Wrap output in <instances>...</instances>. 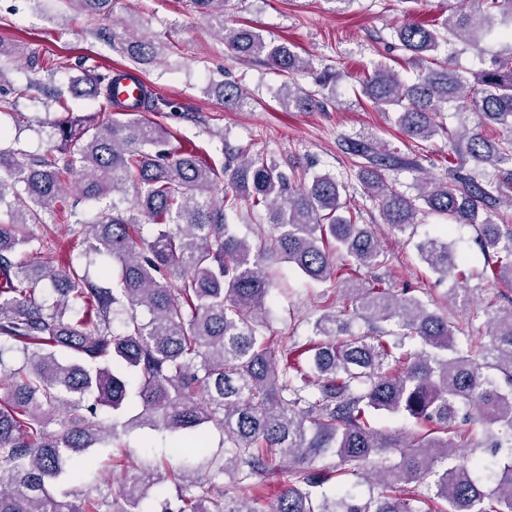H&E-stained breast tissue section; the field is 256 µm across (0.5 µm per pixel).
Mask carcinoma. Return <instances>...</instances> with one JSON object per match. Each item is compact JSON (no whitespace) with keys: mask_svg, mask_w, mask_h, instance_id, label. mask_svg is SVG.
I'll return each mask as SVG.
<instances>
[{"mask_svg":"<svg viewBox=\"0 0 512 512\" xmlns=\"http://www.w3.org/2000/svg\"><path fill=\"white\" fill-rule=\"evenodd\" d=\"M228 0H192L225 49L287 77L311 69L283 41L251 25L224 23ZM102 19L114 0H71ZM512 17V0H475L432 24L393 29L392 48L421 66L413 81L378 64L362 94L393 111L404 135L429 141L444 131L441 112H474L478 123L457 133L446 177H422L409 194L390 170L421 168L419 157L383 151L371 135L346 140L357 179L383 223L413 237L420 214L476 229L475 242L496 254L497 278L512 281V138L494 141L491 125L512 130V53L467 77L440 51L454 38L487 31L489 11ZM132 70L107 68L82 78L110 98L115 84L153 65L159 48L140 35L120 37ZM25 57L22 45L0 40V59ZM27 58V57H25ZM26 86L44 89L32 58ZM224 107L250 102L235 82L214 85ZM280 106L308 110L315 94L284 82ZM99 123L69 115L54 124L57 144L29 155L0 148V512H148L149 492L168 484L192 488L174 512H512V307L484 309L489 336L458 341L442 308L380 277L340 278L336 255L356 269L383 262L384 251L359 216L342 215V182L330 174L301 182L260 154L224 146L215 168L192 150L169 147L170 132L137 112ZM497 170L484 180L467 159ZM75 179L86 200L112 202L81 221L84 249L55 265L34 256L54 245L36 232L46 217L75 215L65 185ZM224 182V197L214 187ZM263 207L270 247H253L229 232L227 213ZM152 226V238L139 235ZM440 279L456 278L459 252L433 235L416 244ZM118 264L110 285L96 281L97 259ZM295 264L312 281L339 289L342 309H325L299 345L267 336L274 282L270 265ZM148 318L142 319L138 310ZM360 319L367 330L353 331ZM19 351L22 365L7 354ZM379 415L413 422L392 435ZM224 432L230 455L202 469L206 431ZM149 428L181 449L175 466L143 463L126 471L112 495V469L90 471L77 457L112 448L120 434ZM335 457L314 468L316 457ZM288 472L272 507L261 497L224 488L259 485L270 466ZM368 487V494L360 491Z\"/></svg>","mask_w":512,"mask_h":512,"instance_id":"obj_1","label":"carcinoma"}]
</instances>
